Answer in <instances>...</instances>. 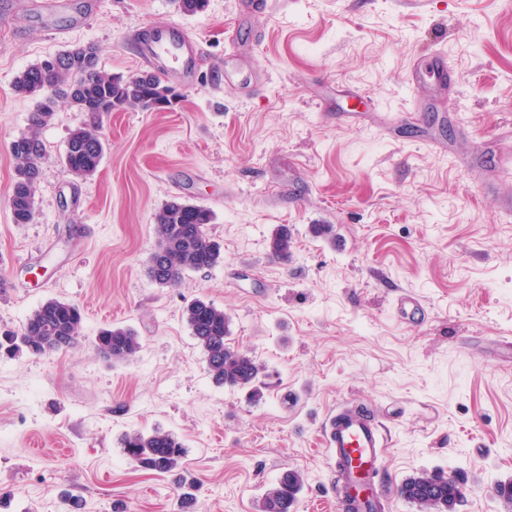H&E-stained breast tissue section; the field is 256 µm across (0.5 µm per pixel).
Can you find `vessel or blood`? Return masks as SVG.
<instances>
[{
  "label": "vessel or blood",
  "mask_w": 512,
  "mask_h": 512,
  "mask_svg": "<svg viewBox=\"0 0 512 512\" xmlns=\"http://www.w3.org/2000/svg\"><path fill=\"white\" fill-rule=\"evenodd\" d=\"M199 54L198 43L171 26L150 29L142 45L143 58L157 65L161 75L175 83L192 81ZM398 309L400 319L406 323L426 315L422 302L412 295L401 296ZM326 446L339 487L340 512H366L368 504L380 503L377 478L384 441L374 418L365 411H337L327 428Z\"/></svg>",
  "instance_id": "b4317fda"
}]
</instances>
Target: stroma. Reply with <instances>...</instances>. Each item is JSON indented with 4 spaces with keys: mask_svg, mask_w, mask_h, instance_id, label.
<instances>
[{
    "mask_svg": "<svg viewBox=\"0 0 512 512\" xmlns=\"http://www.w3.org/2000/svg\"><path fill=\"white\" fill-rule=\"evenodd\" d=\"M0 0V332L42 303L83 313L67 350L0 355V512H256L287 470L296 512H337L325 420L362 405L387 435V512L421 470L454 472L455 512H512V0H98L83 24ZM173 24L201 47L194 79L160 111L103 115L97 173L63 156L85 115L59 105L38 135L47 152L34 218L12 221V140L35 103L16 75L75 44L99 46L100 71L148 68L139 38ZM440 58L441 83L430 70ZM173 196L209 207L217 266L175 287L146 274L154 214ZM288 225L292 253L267 240ZM328 234L316 233V225ZM427 308L400 322L396 299ZM204 298L231 318L232 346L262 365L263 398L216 386L184 317ZM134 329L128 361L101 356L102 328ZM161 429L187 450L179 474L136 467L121 440ZM292 235L288 225H279L271 234L267 242L269 254L276 260L287 262L291 255Z\"/></svg>",
    "mask_w": 512,
    "mask_h": 512,
    "instance_id": "obj_1",
    "label": "stroma"
}]
</instances>
